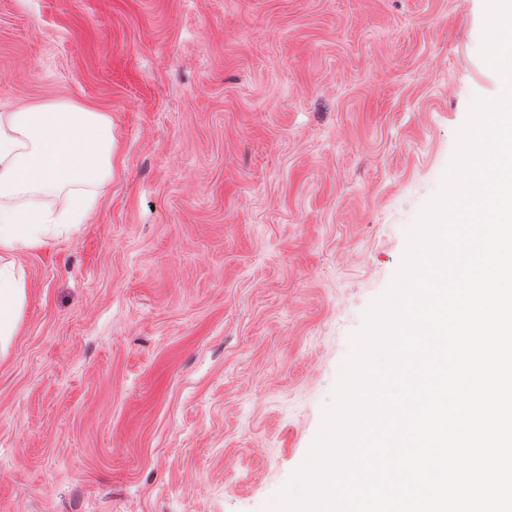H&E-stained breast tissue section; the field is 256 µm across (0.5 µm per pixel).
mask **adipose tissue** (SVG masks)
<instances>
[{"mask_svg": "<svg viewBox=\"0 0 512 512\" xmlns=\"http://www.w3.org/2000/svg\"><path fill=\"white\" fill-rule=\"evenodd\" d=\"M112 121L72 103L0 114V352L18 324L27 283L17 253L46 246L87 218L112 180ZM68 196L67 209L40 198Z\"/></svg>", "mask_w": 512, "mask_h": 512, "instance_id": "adipose-tissue-1", "label": "adipose tissue"}]
</instances>
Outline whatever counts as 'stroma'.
Segmentation results:
<instances>
[{"label":"stroma","mask_w":512,"mask_h":512,"mask_svg":"<svg viewBox=\"0 0 512 512\" xmlns=\"http://www.w3.org/2000/svg\"><path fill=\"white\" fill-rule=\"evenodd\" d=\"M0 0V114L112 120L16 255L0 512H263L305 460L474 98L485 0Z\"/></svg>","instance_id":"1"}]
</instances>
